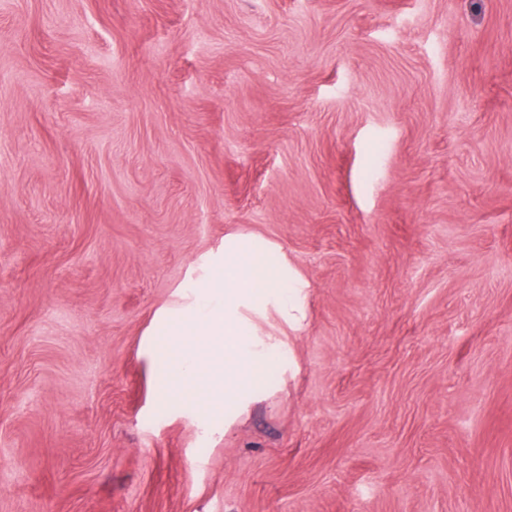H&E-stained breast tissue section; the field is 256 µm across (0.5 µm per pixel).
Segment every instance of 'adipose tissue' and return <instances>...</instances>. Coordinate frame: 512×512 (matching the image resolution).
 Listing matches in <instances>:
<instances>
[{
    "instance_id": "adipose-tissue-1",
    "label": "adipose tissue",
    "mask_w": 512,
    "mask_h": 512,
    "mask_svg": "<svg viewBox=\"0 0 512 512\" xmlns=\"http://www.w3.org/2000/svg\"><path fill=\"white\" fill-rule=\"evenodd\" d=\"M310 284L275 243L238 230L198 259L179 301L160 310L156 353L165 395L193 398L213 423H233L265 373L287 363L286 344L265 332L268 312L302 327Z\"/></svg>"
}]
</instances>
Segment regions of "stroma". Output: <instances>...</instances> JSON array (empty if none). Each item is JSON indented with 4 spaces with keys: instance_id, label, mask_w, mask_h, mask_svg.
Returning <instances> with one entry per match:
<instances>
[{
    "instance_id": "stroma-1",
    "label": "stroma",
    "mask_w": 512,
    "mask_h": 512,
    "mask_svg": "<svg viewBox=\"0 0 512 512\" xmlns=\"http://www.w3.org/2000/svg\"><path fill=\"white\" fill-rule=\"evenodd\" d=\"M231 228L311 288L213 433ZM0 512H512V0H0ZM309 288L275 243L228 230L195 262L180 300L159 311L162 392L190 396L203 417L226 429L250 406L267 370L282 363L288 373L286 344L265 332L263 320L272 310L300 329Z\"/></svg>"
}]
</instances>
